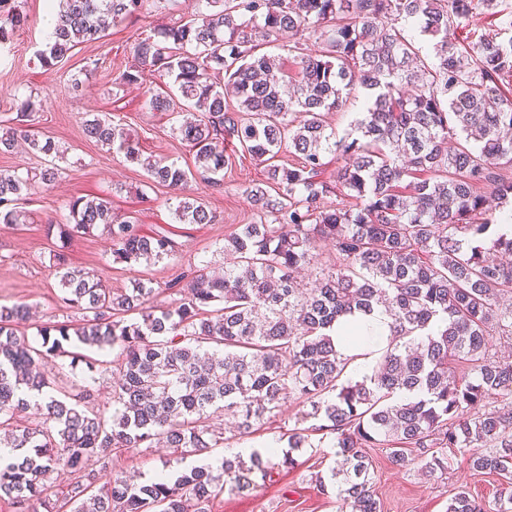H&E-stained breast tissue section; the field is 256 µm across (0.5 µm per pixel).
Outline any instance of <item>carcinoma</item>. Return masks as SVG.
<instances>
[{"label":"carcinoma","mask_w":512,"mask_h":512,"mask_svg":"<svg viewBox=\"0 0 512 512\" xmlns=\"http://www.w3.org/2000/svg\"><path fill=\"white\" fill-rule=\"evenodd\" d=\"M145 0H58L56 22L38 57L52 68L76 46L95 43L135 15ZM206 10L147 36L115 80L140 82L147 72L172 80L157 92L155 112L186 108L202 119L179 127L194 152V169L144 156L125 128L98 115L84 134L136 163L170 187L181 224H214L216 215L189 193L200 177L224 185V143L267 164V178L247 190L259 222L224 237L229 262L221 275L196 268L168 282L176 296L157 301L151 280L108 288L94 274L53 254L62 303L77 317L48 319L31 341L20 324L26 302L0 305V499L21 508L40 500L46 512H207L228 491L296 464L311 435L333 440L332 477L349 512H381L367 448H387L392 463L417 466L437 481L448 474L446 448H463L472 468L502 481L496 512H512V416L492 408L512 397V363L490 353L491 328L512 336V234L487 236L497 208L512 201V37L489 33L472 49L448 30L476 16L512 30V0H199ZM0 46L26 17L0 0ZM432 39L425 58L407 25ZM306 34L291 49L292 65L259 53L283 32ZM313 44H308L309 40ZM370 91L367 107L344 139L330 114L345 106L355 84ZM231 90L235 103L225 96ZM23 140L46 165L33 177L0 169V222L19 224L18 204L38 179L61 178V151L49 137L18 123L0 133V150ZM288 152L286 164L275 163ZM339 154L333 179L323 157ZM342 199L328 206L325 198ZM72 223L50 224L61 239L101 232L125 263H156L174 252L165 235L141 233L101 197L68 204ZM330 243L336 260L322 263ZM315 268L307 286L298 280ZM381 306L391 319L373 373L343 379L350 361L336 349L335 328L356 311ZM137 318L125 320L124 314ZM119 348L113 365L112 414L91 389L73 391L47 376L56 358L90 372L107 362L87 348ZM294 395L310 407L298 417L319 425L288 429V451L249 460L224 457L175 477L138 483L112 473L113 458L162 442L182 461L224 442L215 424L232 418L238 434L258 430ZM36 411L39 425L20 422ZM102 461L108 479L88 470ZM68 471L62 497H44L49 475ZM447 512H487L463 485Z\"/></svg>","instance_id":"obj_1"}]
</instances>
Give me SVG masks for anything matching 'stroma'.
I'll list each match as a JSON object with an SVG mask.
<instances>
[{"instance_id": "35a3bbf8", "label": "stroma", "mask_w": 512, "mask_h": 512, "mask_svg": "<svg viewBox=\"0 0 512 512\" xmlns=\"http://www.w3.org/2000/svg\"><path fill=\"white\" fill-rule=\"evenodd\" d=\"M16 5L26 23L0 50V124L15 125L17 102L32 98L35 109L31 128L52 137L63 150L59 162L63 176L53 188L36 189L31 199L23 202L27 223L0 224V304L24 301L35 306V315L23 326L32 339L43 316L65 320L68 311L61 303L58 279L50 262L52 251L61 245L73 266L94 272L107 287L128 288L135 280L149 279L160 288L161 303H169V294L162 291L166 282L206 264L223 267L225 235L240 225L254 223L256 211L246 190L265 180V166L242 152L239 144L227 145L230 163L224 169L223 187L200 179L190 184L195 195L216 213L217 223L180 224L173 215L176 203L169 189L153 184L139 166L88 139L82 122L90 113H110L138 136L145 154L193 166V153L177 133L179 117L152 111L148 106L149 90L164 87V80L148 74L139 84L121 88L114 80L131 64L138 38L187 19L195 11L197 0H146L140 13L109 29L102 40L77 46L71 57L49 70L42 67L36 51L49 33L45 20L54 9L51 0H16ZM93 59L101 62L93 79L82 91H72L73 79ZM74 196L109 199L116 215L136 220L142 233L170 237L175 243L173 255L148 267L131 266L115 260L111 242L100 235H81L60 243L57 237L48 235L47 225L68 223V201ZM53 370L74 384L91 386L98 404L111 408V373L93 374L85 364L73 367L65 358L56 360ZM302 410L297 400H288L259 430L233 436L212 449L211 458L235 455L240 448L260 450L272 443L286 446L285 433ZM333 455V449L326 447L302 449L295 454V468L281 471L275 482L248 494L224 493L213 500L210 512H341L335 495L322 493L313 480L314 474H327ZM369 455L374 467L373 489L382 512H446L452 489L460 485L481 498L488 512L495 508L501 489L499 476L471 470L462 449H449L448 474L439 483L392 464L386 449H370ZM168 457L167 449L141 448L114 459L113 468L145 482L166 473Z\"/></svg>"}]
</instances>
